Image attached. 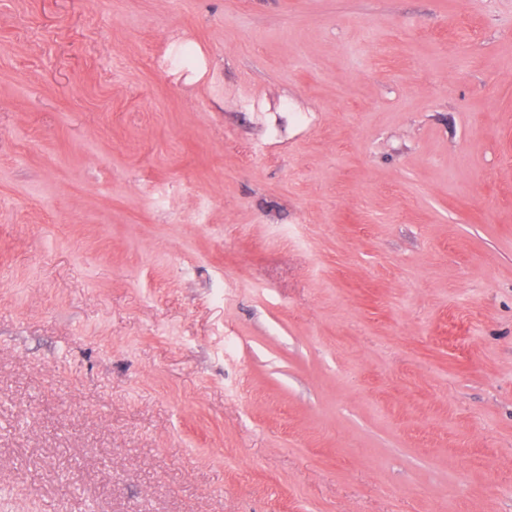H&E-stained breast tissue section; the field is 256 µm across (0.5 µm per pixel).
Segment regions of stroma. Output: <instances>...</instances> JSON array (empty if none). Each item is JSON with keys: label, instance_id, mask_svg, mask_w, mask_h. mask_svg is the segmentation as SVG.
<instances>
[{"label": "stroma", "instance_id": "35a3bbf8", "mask_svg": "<svg viewBox=\"0 0 512 512\" xmlns=\"http://www.w3.org/2000/svg\"><path fill=\"white\" fill-rule=\"evenodd\" d=\"M0 512H512V0H0Z\"/></svg>", "mask_w": 512, "mask_h": 512}]
</instances>
